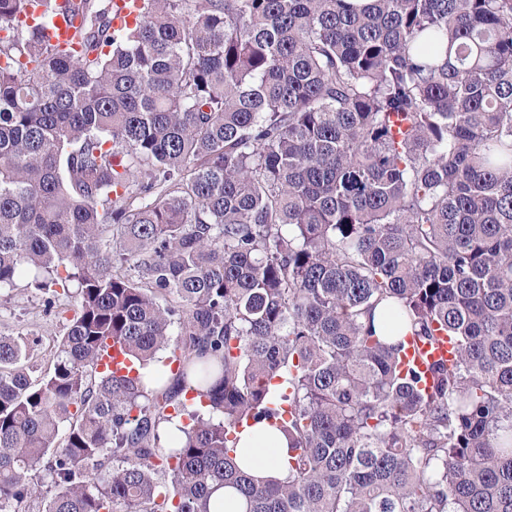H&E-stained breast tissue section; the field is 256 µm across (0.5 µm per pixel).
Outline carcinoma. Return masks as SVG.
Instances as JSON below:
<instances>
[{"mask_svg":"<svg viewBox=\"0 0 512 512\" xmlns=\"http://www.w3.org/2000/svg\"><path fill=\"white\" fill-rule=\"evenodd\" d=\"M27 2L0 0V288L77 305L46 369L0 336V512H512V0H143L123 30ZM435 336L423 386L402 353ZM261 422L282 479L239 465ZM77 25V20H71L69 16L58 14L54 17L53 26L44 29L45 36L53 44H60L64 47L70 46L79 51V46L74 40Z\"/></svg>","mask_w":512,"mask_h":512,"instance_id":"cac0c4a2","label":"carcinoma"}]
</instances>
